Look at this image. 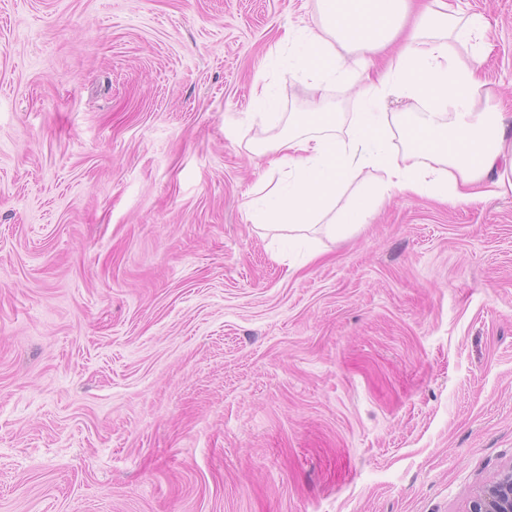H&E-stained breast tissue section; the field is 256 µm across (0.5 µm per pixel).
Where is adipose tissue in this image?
Wrapping results in <instances>:
<instances>
[{
	"instance_id": "ef3b65f1",
	"label": "adipose tissue",
	"mask_w": 512,
	"mask_h": 512,
	"mask_svg": "<svg viewBox=\"0 0 512 512\" xmlns=\"http://www.w3.org/2000/svg\"><path fill=\"white\" fill-rule=\"evenodd\" d=\"M413 0H316L317 29L296 37L290 73L308 78L335 75L337 47L377 54L393 43L395 64L363 83L365 104L356 113L349 139L337 138L329 108L301 114V131L272 140L273 169L286 172L287 188H258L262 208L254 221L299 238L313 228L332 236L340 224L365 223L364 202L336 206L340 189L362 181L365 170L382 176L371 188L375 203L391 192L432 194L467 203L512 191V129L491 107V91L478 72L472 40L484 33L478 15L464 14L459 0H430L420 14ZM467 55H460V48ZM415 99L418 112H386L392 99ZM399 133L406 147L392 156L387 144Z\"/></svg>"
}]
</instances>
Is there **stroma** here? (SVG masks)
Segmentation results:
<instances>
[{
    "mask_svg": "<svg viewBox=\"0 0 512 512\" xmlns=\"http://www.w3.org/2000/svg\"><path fill=\"white\" fill-rule=\"evenodd\" d=\"M480 74L512 116V0ZM315 0H0V512H463L512 465V195L251 222ZM280 105L259 116L253 83ZM370 210L363 201H350L338 208L327 224L321 225L320 231L335 236L336 224H363Z\"/></svg>",
    "mask_w": 512,
    "mask_h": 512,
    "instance_id": "obj_1",
    "label": "stroma"
}]
</instances>
